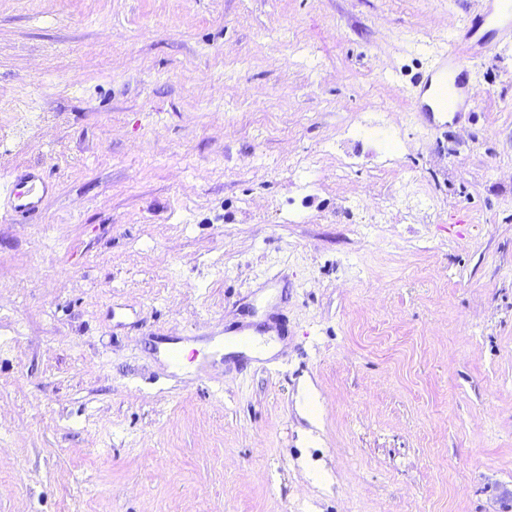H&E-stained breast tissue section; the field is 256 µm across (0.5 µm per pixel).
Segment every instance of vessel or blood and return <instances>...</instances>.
<instances>
[{
  "mask_svg": "<svg viewBox=\"0 0 512 512\" xmlns=\"http://www.w3.org/2000/svg\"><path fill=\"white\" fill-rule=\"evenodd\" d=\"M490 33L512 38V0H480L468 25L451 37L431 67L416 78L414 109L429 124L444 128L473 114L469 53ZM54 191L55 183L43 169L28 166L0 184V207H6L12 217L38 216Z\"/></svg>",
  "mask_w": 512,
  "mask_h": 512,
  "instance_id": "vessel-or-blood-1",
  "label": "vessel or blood"
}]
</instances>
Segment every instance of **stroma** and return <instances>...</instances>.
Instances as JSON below:
<instances>
[{
  "instance_id": "stroma-1",
  "label": "stroma",
  "mask_w": 512,
  "mask_h": 512,
  "mask_svg": "<svg viewBox=\"0 0 512 512\" xmlns=\"http://www.w3.org/2000/svg\"><path fill=\"white\" fill-rule=\"evenodd\" d=\"M476 8L0 0V512H512V40L412 110ZM55 191V183L37 166L16 170L0 186V209L10 217L30 218L41 215L45 202Z\"/></svg>"
}]
</instances>
